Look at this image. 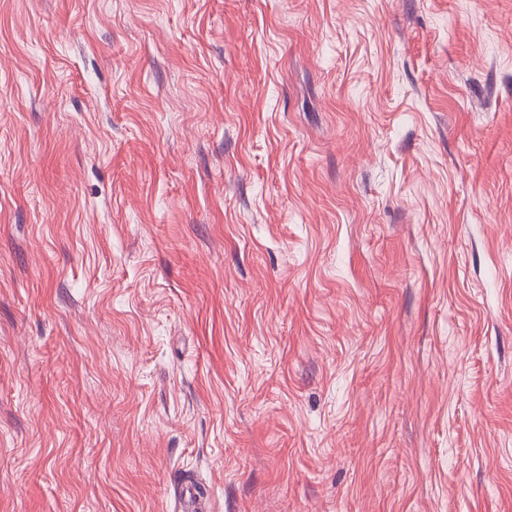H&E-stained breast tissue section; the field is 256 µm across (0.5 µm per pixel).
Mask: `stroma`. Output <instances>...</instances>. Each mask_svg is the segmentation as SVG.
<instances>
[{"label": "stroma", "instance_id": "35a3bbf8", "mask_svg": "<svg viewBox=\"0 0 512 512\" xmlns=\"http://www.w3.org/2000/svg\"><path fill=\"white\" fill-rule=\"evenodd\" d=\"M512 512V0H0V512Z\"/></svg>", "mask_w": 512, "mask_h": 512}]
</instances>
